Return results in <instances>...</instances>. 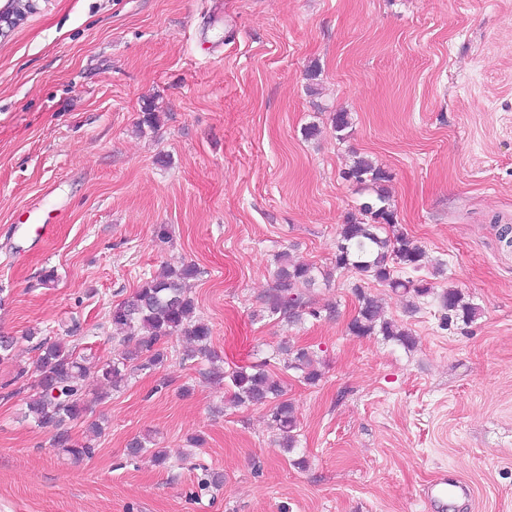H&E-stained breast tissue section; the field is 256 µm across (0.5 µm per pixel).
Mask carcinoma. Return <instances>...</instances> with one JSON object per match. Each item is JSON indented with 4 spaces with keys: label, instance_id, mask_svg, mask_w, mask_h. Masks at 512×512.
I'll use <instances>...</instances> for the list:
<instances>
[{
    "label": "carcinoma",
    "instance_id": "1",
    "mask_svg": "<svg viewBox=\"0 0 512 512\" xmlns=\"http://www.w3.org/2000/svg\"><path fill=\"white\" fill-rule=\"evenodd\" d=\"M332 125L338 139L348 137L352 129V118L346 111L332 115ZM344 179L356 185L372 187L375 198L360 204L358 214H352L340 225L336 238L334 266L358 274L362 280L378 282L395 293L410 295L416 299L434 296L439 299L445 323L461 321L465 324L475 320L481 308L464 299L454 288L441 291L426 278L410 280L396 274V268L419 272L426 267L424 249L397 229L395 209L390 203L387 183L390 174L367 155H358L343 172ZM276 271L271 287L262 298L267 312L290 325L304 322L308 318L318 319L321 311L312 307L309 290L318 278L329 279L325 271L316 266L295 262L288 252L276 255ZM200 269L194 264H183L178 268L167 267L159 274L145 279L134 294L112 307V327L123 332L112 340L133 345V350L121 358L97 367L100 377L114 390L121 388L134 370H155L165 365L168 352L161 347L163 340L183 336L191 344L182 360L211 361L217 354L211 349L212 330L209 323L196 314L194 298L187 285L197 279ZM358 300L356 314L347 324L353 336L381 335L407 349L415 347L412 333L385 316L379 300L355 287ZM40 351L37 371L38 379L34 393L25 402V416L32 418L38 426L54 431L53 444L75 460L91 458L96 448L90 443L73 441L66 428L70 421L79 419L84 412L79 385L92 365L76 354L75 350L40 339L34 346ZM285 354L288 361L284 369L293 372L296 378L307 385H317L323 377L320 363L314 351L306 346L290 342L281 343L272 351L270 359ZM268 363L238 366L224 374L231 391V401L237 406L268 405L271 410L272 427L277 431L278 445L291 453L299 444L298 419L292 403L283 400L282 380L267 369ZM128 455L139 457L151 452L154 461L162 463L166 454L159 448H148L140 439L132 440Z\"/></svg>",
    "mask_w": 512,
    "mask_h": 512
}]
</instances>
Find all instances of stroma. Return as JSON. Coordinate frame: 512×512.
Listing matches in <instances>:
<instances>
[{
    "instance_id": "35a3bbf8",
    "label": "stroma",
    "mask_w": 512,
    "mask_h": 512,
    "mask_svg": "<svg viewBox=\"0 0 512 512\" xmlns=\"http://www.w3.org/2000/svg\"><path fill=\"white\" fill-rule=\"evenodd\" d=\"M318 65L319 76L308 69ZM160 114L138 130L145 106ZM350 112L346 139L333 112ZM318 132L309 137L308 125ZM388 170L402 230L442 263L437 289L479 304L444 325L383 285L333 267L369 191L355 155ZM50 224L39 238L30 227ZM171 240L156 241L157 225ZM512 0H38L0 37V512H431L437 477L471 496L443 512H512ZM331 271L311 290L332 316L298 326L261 297L275 257ZM195 263L191 291L224 369L288 340L323 364L283 371L301 444H276L265 406H235L208 362L168 361L104 393L83 381L72 463L24 415L38 356L28 330L91 362L116 357L108 319L160 266ZM55 271L54 283L40 277ZM416 338L347 331L355 285ZM80 324L71 333L72 324ZM103 431L93 436L91 423ZM201 436L202 447L189 439ZM136 437L165 465L128 459ZM220 486L204 488L207 472Z\"/></svg>"
}]
</instances>
